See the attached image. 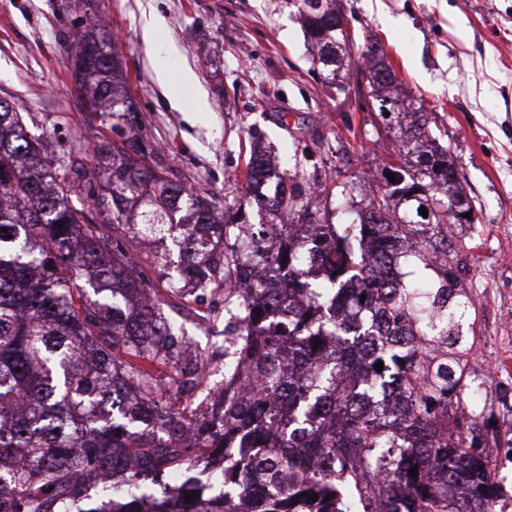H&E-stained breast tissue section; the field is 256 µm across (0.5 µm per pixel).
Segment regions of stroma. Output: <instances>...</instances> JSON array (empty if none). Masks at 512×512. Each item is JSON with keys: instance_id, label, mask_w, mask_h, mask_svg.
<instances>
[{"instance_id": "stroma-1", "label": "stroma", "mask_w": 512, "mask_h": 512, "mask_svg": "<svg viewBox=\"0 0 512 512\" xmlns=\"http://www.w3.org/2000/svg\"><path fill=\"white\" fill-rule=\"evenodd\" d=\"M356 44L378 39L414 109L444 117L476 222L455 228L471 267L473 354L497 375L468 378L471 415L492 410L488 435L512 433V0H343ZM96 17L123 63L137 136L154 169L224 206L241 196L253 140L309 179L364 176L395 158L384 120L361 111L312 69L302 27L284 0H0V101L28 114L53 168L80 166L111 120L85 111L65 51ZM152 38H145V30ZM181 251L153 239L141 266L169 320L209 364L189 402L224 384L223 308L198 290L171 291Z\"/></svg>"}]
</instances>
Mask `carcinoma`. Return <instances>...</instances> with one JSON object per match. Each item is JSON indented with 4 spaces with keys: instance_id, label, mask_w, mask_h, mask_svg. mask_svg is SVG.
Here are the masks:
<instances>
[{
    "instance_id": "cac0c4a2",
    "label": "carcinoma",
    "mask_w": 512,
    "mask_h": 512,
    "mask_svg": "<svg viewBox=\"0 0 512 512\" xmlns=\"http://www.w3.org/2000/svg\"><path fill=\"white\" fill-rule=\"evenodd\" d=\"M336 3L287 0L331 85L355 67L374 73L380 116L402 117L401 165L378 168L383 189L360 199L330 173L325 182L344 190L321 188L324 208L313 210L305 173L251 148L244 194L279 217L274 249L264 225L247 222V203L218 210L115 143L89 159L101 221L88 219L76 180L44 164L24 113L0 102V512H228L239 494L254 496L257 512H462L453 485L465 486L468 512H505L487 436L460 406L475 302L470 266L448 240L449 225L472 223L459 218L472 208L432 131L437 116L383 95L400 87L392 64L374 40L355 46L336 25ZM73 46L85 108L118 119L132 111L130 95L106 83L117 62L96 29ZM137 206L136 232L171 231L199 255L184 277L194 288L214 280L208 260L224 242V387L196 423L165 392L181 328L150 298L131 244H106ZM372 215L404 234L403 258L432 278L394 285L375 275ZM292 224L314 226L311 245L294 247ZM254 259L278 273L280 293L238 287ZM286 358L313 371L294 380ZM244 363L259 383L250 396ZM359 366L372 393L407 395L401 425L384 407L364 412L359 391L338 382ZM189 426L193 447L181 443Z\"/></svg>"
}]
</instances>
